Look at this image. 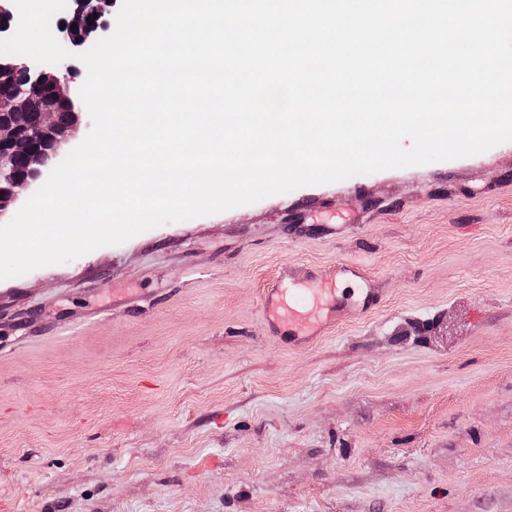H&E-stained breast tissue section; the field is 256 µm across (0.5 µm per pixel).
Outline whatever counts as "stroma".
Segmentation results:
<instances>
[{
	"label": "stroma",
	"mask_w": 512,
	"mask_h": 512,
	"mask_svg": "<svg viewBox=\"0 0 512 512\" xmlns=\"http://www.w3.org/2000/svg\"><path fill=\"white\" fill-rule=\"evenodd\" d=\"M340 260L380 304L272 335ZM0 512H512V142L0 280ZM317 281L314 273L306 271L296 277L295 283L308 288H282L276 282L264 289L266 318L273 327L286 318L289 340L309 342L321 336L341 314L338 288H312Z\"/></svg>",
	"instance_id": "stroma-1"
}]
</instances>
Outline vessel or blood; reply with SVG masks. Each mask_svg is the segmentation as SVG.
Instances as JSON below:
<instances>
[{
  "label": "vessel or blood",
  "mask_w": 512,
  "mask_h": 512,
  "mask_svg": "<svg viewBox=\"0 0 512 512\" xmlns=\"http://www.w3.org/2000/svg\"><path fill=\"white\" fill-rule=\"evenodd\" d=\"M296 281L293 288L277 282L265 288L263 307L270 325L287 322L290 340L308 342L323 334L342 306L335 289L318 287L314 273L303 272Z\"/></svg>",
  "instance_id": "obj_1"
}]
</instances>
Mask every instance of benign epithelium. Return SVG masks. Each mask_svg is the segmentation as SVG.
<instances>
[{
	"label": "benign epithelium",
	"instance_id": "7a95c632",
	"mask_svg": "<svg viewBox=\"0 0 512 512\" xmlns=\"http://www.w3.org/2000/svg\"><path fill=\"white\" fill-rule=\"evenodd\" d=\"M74 4L73 22L77 29L66 27L64 31L69 42L77 45L86 31L98 27L100 18L112 14L115 2L97 0L93 6L90 0H74ZM93 13L97 18L87 19ZM16 24L12 0H0V39L9 37ZM76 70L70 58L59 64H37L29 58L0 59V85L12 84L9 95L0 94V212L59 164L62 140L77 122L61 121L55 102L68 99L69 83ZM17 111H29L37 119L21 128L12 121ZM28 147L32 148L29 167L18 176L9 164L10 154Z\"/></svg>",
	"mask_w": 512,
	"mask_h": 512
}]
</instances>
